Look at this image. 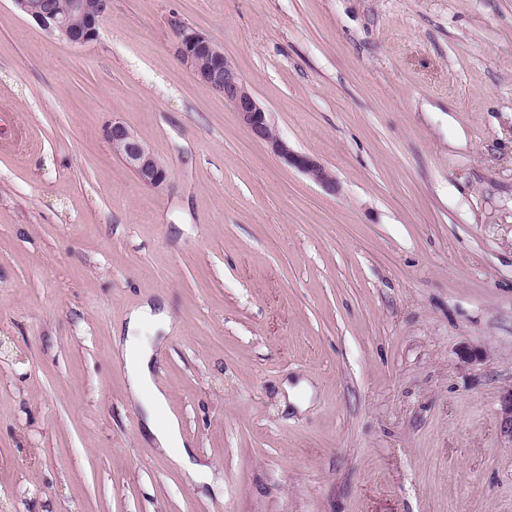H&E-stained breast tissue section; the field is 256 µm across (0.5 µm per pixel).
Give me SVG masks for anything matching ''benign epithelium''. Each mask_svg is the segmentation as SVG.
<instances>
[{
  "mask_svg": "<svg viewBox=\"0 0 512 512\" xmlns=\"http://www.w3.org/2000/svg\"><path fill=\"white\" fill-rule=\"evenodd\" d=\"M13 3L48 34L79 47L98 39L99 26L112 7L111 0H73L70 11L60 15L48 0H13ZM173 51L196 79L223 94L224 102L237 112L241 123L255 139L325 191L336 192V178L326 166L314 156L295 150L276 132L270 113L249 91L235 66L226 61L220 43L184 25L177 28ZM202 56L211 60L209 67L198 66ZM105 136L111 145L121 146L124 163L145 185L158 189L168 182L169 169L125 124L112 122L106 128ZM500 403L502 429L512 439V388L502 393Z\"/></svg>",
  "mask_w": 512,
  "mask_h": 512,
  "instance_id": "1",
  "label": "benign epithelium"
}]
</instances>
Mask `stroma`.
I'll return each mask as SVG.
<instances>
[{
  "mask_svg": "<svg viewBox=\"0 0 512 512\" xmlns=\"http://www.w3.org/2000/svg\"><path fill=\"white\" fill-rule=\"evenodd\" d=\"M179 22L335 192L186 70ZM146 300L210 484L127 401ZM509 387L512 0H112L84 47L0 0V512H512ZM105 136L113 149L115 145L121 146L120 155L124 163L145 185L158 189L168 182L169 169L125 124L120 121H112V124L106 128Z\"/></svg>",
  "mask_w": 512,
  "mask_h": 512,
  "instance_id": "1",
  "label": "stroma"
}]
</instances>
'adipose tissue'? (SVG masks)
I'll return each mask as SVG.
<instances>
[{"label":"adipose tissue","mask_w":512,"mask_h":512,"mask_svg":"<svg viewBox=\"0 0 512 512\" xmlns=\"http://www.w3.org/2000/svg\"><path fill=\"white\" fill-rule=\"evenodd\" d=\"M116 345L126 369L129 399L133 405L141 406L146 413L145 435L157 448L183 467L195 483L209 482L210 469L191 463L180 420L171 412L167 396L154 385L150 368L152 347L140 344L131 333L117 337Z\"/></svg>","instance_id":"obj_1"}]
</instances>
